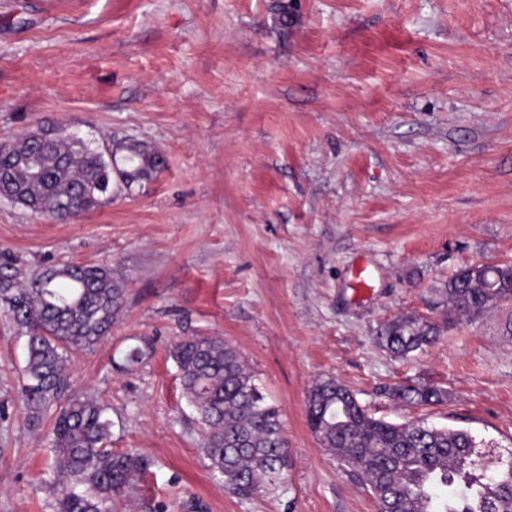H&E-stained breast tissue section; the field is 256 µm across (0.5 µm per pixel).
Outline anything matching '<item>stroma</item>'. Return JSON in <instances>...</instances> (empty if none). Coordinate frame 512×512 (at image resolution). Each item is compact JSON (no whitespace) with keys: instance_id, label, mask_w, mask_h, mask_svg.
<instances>
[{"instance_id":"35a3bbf8","label":"stroma","mask_w":512,"mask_h":512,"mask_svg":"<svg viewBox=\"0 0 512 512\" xmlns=\"http://www.w3.org/2000/svg\"><path fill=\"white\" fill-rule=\"evenodd\" d=\"M45 121L163 159L67 223L0 199V250L27 271L125 281L111 335L70 361L113 448L153 461L119 512H375L308 426L322 376L375 417L512 448V300L457 318L440 293L512 263V0H0V143ZM409 315L445 330L396 359L377 331ZM196 335L233 345L279 409L283 490L239 495L204 457L169 356ZM24 356L0 309V512H55L50 424L17 409ZM404 381L448 397L385 395Z\"/></svg>"}]
</instances>
